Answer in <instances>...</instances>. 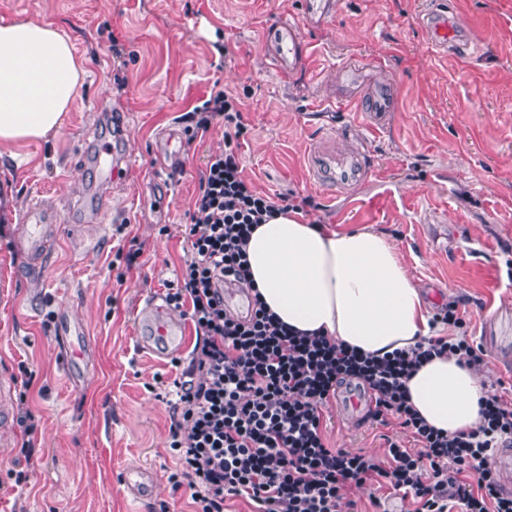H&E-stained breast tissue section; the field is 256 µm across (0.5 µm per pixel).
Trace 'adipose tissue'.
Wrapping results in <instances>:
<instances>
[{"label":"adipose tissue","mask_w":512,"mask_h":512,"mask_svg":"<svg viewBox=\"0 0 512 512\" xmlns=\"http://www.w3.org/2000/svg\"><path fill=\"white\" fill-rule=\"evenodd\" d=\"M82 74L60 30L0 23V147L56 136ZM246 258L268 311L293 331L376 356L410 349L429 333L426 296L383 234L339 232L291 209L255 226ZM406 387L410 405L433 429L450 435L478 425L487 390L457 357L424 362Z\"/></svg>","instance_id":"1"}]
</instances>
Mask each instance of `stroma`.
<instances>
[{"instance_id":"35a3bbf8","label":"stroma","mask_w":512,"mask_h":512,"mask_svg":"<svg viewBox=\"0 0 512 512\" xmlns=\"http://www.w3.org/2000/svg\"><path fill=\"white\" fill-rule=\"evenodd\" d=\"M333 2L324 16L310 0H0L1 19L55 25L84 62L61 133L0 158V195L12 200L0 213V376L12 382L10 410L27 396L36 425L30 435L16 417L0 426V512H189V488L168 480L178 460L161 394L190 356L138 352L136 315L165 296L187 255L199 175L225 137L216 123L188 142L182 116L218 89L240 102L239 154L256 191L313 197L307 217L393 241L432 312L457 304L486 354L487 390L512 411V0H441L465 22L466 59L436 48L429 0ZM285 21L310 44L290 75L272 58ZM352 63L392 87L381 130L336 107V70ZM355 146L371 164L362 181L314 180L311 155ZM104 149L108 183L92 159ZM36 197L58 204L61 221L34 267L18 234ZM66 313L89 331L83 382L65 370ZM322 411L331 447L379 456L388 437L414 445L409 430L342 397ZM140 466L154 487L136 499L123 474Z\"/></svg>"}]
</instances>
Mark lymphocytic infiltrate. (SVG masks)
Returning <instances> with one entry per match:
<instances>
[{
    "mask_svg": "<svg viewBox=\"0 0 512 512\" xmlns=\"http://www.w3.org/2000/svg\"><path fill=\"white\" fill-rule=\"evenodd\" d=\"M193 134L224 124L226 142L209 155L185 226L190 250L168 289L169 306L188 308L198 341L175 379L171 447L175 486H188L192 512H226L246 497L256 512H342L347 490L361 484L400 492L412 512H512L494 465V449L512 444V411L481 401L474 430L447 435L428 427L405 384L424 360L457 355L479 366L484 354L467 337H432L393 356L362 354L325 336L292 333L269 313L248 278L245 247L254 225L293 208L288 196L257 192L238 156L248 129L240 104L219 90L186 112ZM245 288L251 310L224 308V283ZM367 392L373 419L396 417L418 450L387 440L383 457L329 447L322 406L337 387Z\"/></svg>",
    "mask_w": 512,
    "mask_h": 512,
    "instance_id": "f902f5d3",
    "label": "lymphocytic infiltrate"
}]
</instances>
